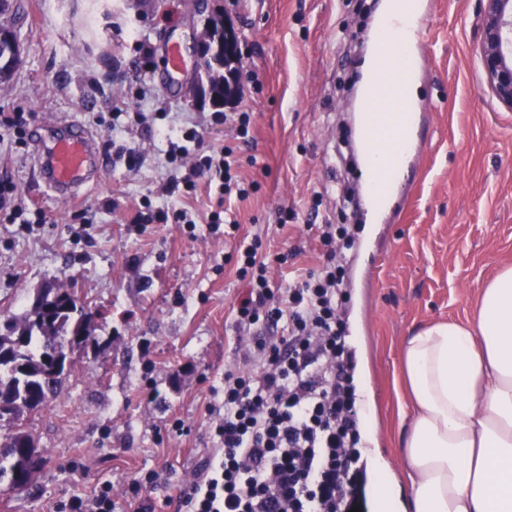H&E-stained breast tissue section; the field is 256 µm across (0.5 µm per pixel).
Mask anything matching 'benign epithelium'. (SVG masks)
<instances>
[{"label": "benign epithelium", "instance_id": "1", "mask_svg": "<svg viewBox=\"0 0 512 512\" xmlns=\"http://www.w3.org/2000/svg\"><path fill=\"white\" fill-rule=\"evenodd\" d=\"M483 3L477 52L485 84L498 104L512 112V0H481ZM206 31L195 37L190 53L196 59L206 52L224 60V97L234 89L239 60V37L234 27L222 22L214 46ZM10 48L12 57H18L20 44L16 33L0 26V47Z\"/></svg>", "mask_w": 512, "mask_h": 512}]
</instances>
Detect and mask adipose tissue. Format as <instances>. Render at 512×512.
Segmentation results:
<instances>
[{"label": "adipose tissue", "mask_w": 512, "mask_h": 512, "mask_svg": "<svg viewBox=\"0 0 512 512\" xmlns=\"http://www.w3.org/2000/svg\"><path fill=\"white\" fill-rule=\"evenodd\" d=\"M411 479L383 475L405 512H512V266L481 288L466 323L438 321L402 343Z\"/></svg>", "instance_id": "1"}]
</instances>
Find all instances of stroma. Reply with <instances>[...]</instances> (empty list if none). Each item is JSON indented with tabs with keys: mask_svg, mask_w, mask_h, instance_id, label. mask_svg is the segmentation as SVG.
Listing matches in <instances>:
<instances>
[{
	"mask_svg": "<svg viewBox=\"0 0 512 512\" xmlns=\"http://www.w3.org/2000/svg\"><path fill=\"white\" fill-rule=\"evenodd\" d=\"M21 2V17L4 18L21 55L0 83V113H23L28 134L84 121L107 161L95 188L63 200L32 166V139L0 130V176L45 213L41 224L0 223V316H21L47 282L107 314L92 318L58 396L29 426L42 454L36 487L0 486V512H53L104 481L113 512H140L125 490L142 471L162 479L147 492L155 512H176L212 445L207 406L234 360L231 308L245 287L224 264L222 233L130 217L147 204L202 215L221 203L241 235L262 236L268 255L301 247L278 269V287L318 269L320 225L356 221V124L343 101L378 0ZM479 12V0H437L418 49V107L431 122L415 171L395 213L361 227L346 252L358 400L378 423L371 447L402 484L404 338L433 321H465L483 284L512 266V112L482 80ZM216 15L234 24L242 54L238 91L219 111L194 95L193 57L175 87L164 82L165 40L189 45ZM244 111L254 142L238 150V172L255 190L222 199L202 178L192 195L166 191L171 142L196 129L202 151L231 144L224 117ZM80 205L94 216L84 231Z\"/></svg>",
	"mask_w": 512,
	"mask_h": 512,
	"instance_id": "35a3bbf8",
	"label": "stroma"
}]
</instances>
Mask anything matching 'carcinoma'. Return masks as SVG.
<instances>
[{"label": "carcinoma", "instance_id": "carcinoma-1", "mask_svg": "<svg viewBox=\"0 0 512 512\" xmlns=\"http://www.w3.org/2000/svg\"><path fill=\"white\" fill-rule=\"evenodd\" d=\"M211 91L223 94L224 75L205 61ZM49 307L31 308L21 317L0 323V398L9 404L8 432L0 437V485L21 492L36 482L31 468L38 455L26 422L58 395L62 380L48 376L45 356L84 346L90 340V314L71 291L58 288Z\"/></svg>", "mask_w": 512, "mask_h": 512}]
</instances>
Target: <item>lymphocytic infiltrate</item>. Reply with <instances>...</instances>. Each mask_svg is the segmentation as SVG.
Segmentation results:
<instances>
[{
  "instance_id": "lymphocytic-infiltrate-1",
  "label": "lymphocytic infiltrate",
  "mask_w": 512,
  "mask_h": 512,
  "mask_svg": "<svg viewBox=\"0 0 512 512\" xmlns=\"http://www.w3.org/2000/svg\"><path fill=\"white\" fill-rule=\"evenodd\" d=\"M250 124L237 113L234 146L217 152L195 153L197 132L189 146H171L167 162L186 168V191L204 177L220 195L248 196L232 163L236 146L253 142ZM206 222L238 238L230 258L246 294L233 309L236 360L224 370V396L208 407L216 446L180 491L179 512H353L361 435L344 318L348 225H322L319 272L275 288L261 236L239 238V224L217 211Z\"/></svg>"
}]
</instances>
